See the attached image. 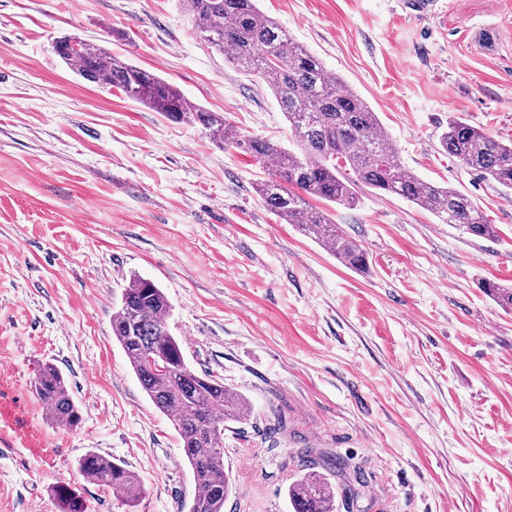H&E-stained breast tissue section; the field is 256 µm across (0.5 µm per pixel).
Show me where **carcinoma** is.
Here are the masks:
<instances>
[{"instance_id":"carcinoma-1","label":"carcinoma","mask_w":512,"mask_h":512,"mask_svg":"<svg viewBox=\"0 0 512 512\" xmlns=\"http://www.w3.org/2000/svg\"><path fill=\"white\" fill-rule=\"evenodd\" d=\"M183 2L197 37L273 93L288 121L292 147L242 135L224 114L193 105L172 84L95 43L64 37L55 42L54 53L83 80L116 88L170 120L198 125L213 142L238 148L271 166L269 178L257 185L263 204L347 267L366 268V252L309 200L351 208L358 202L357 189L365 187L406 199L474 236L495 235L466 194L427 182L402 165L396 145L364 99L331 76L319 57L293 44L257 7V0ZM440 141L444 151L465 167L512 188V142L498 141L457 116L449 118ZM485 288L502 308L512 309V288L493 282ZM169 314L163 289L150 279L135 277L112 313V338L146 395L179 435L195 485L188 512H224V502L232 494L224 469V424L249 421L251 406L224 382L190 365L182 341L169 329ZM150 355L159 364H151ZM34 390L47 420L71 429L79 426L80 411L57 366L45 364L37 371ZM78 472L87 482L120 492L131 507L143 493L137 474L92 450L78 460ZM332 477L366 483L363 470L350 467L338 454L303 458L300 473L287 487L292 512H333ZM53 496L59 512H84L83 502L70 489L57 486Z\"/></svg>"}]
</instances>
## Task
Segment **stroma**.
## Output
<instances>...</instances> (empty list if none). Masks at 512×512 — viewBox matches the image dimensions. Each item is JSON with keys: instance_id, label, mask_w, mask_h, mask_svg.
<instances>
[{"instance_id": "obj_1", "label": "stroma", "mask_w": 512, "mask_h": 512, "mask_svg": "<svg viewBox=\"0 0 512 512\" xmlns=\"http://www.w3.org/2000/svg\"><path fill=\"white\" fill-rule=\"evenodd\" d=\"M258 6L495 237L363 188L331 213L368 257L346 267L262 205L268 166L53 51L94 42L243 135L287 141L273 94L197 38L181 0H0V512H58L59 485L87 512H187L180 439L112 338L136 275L163 288L191 366L252 406L224 429V512H291L300 457L326 453L367 480L337 484L336 512H512V311L485 289L512 287V190L440 145L453 116L512 141V0H440L426 16L398 0ZM45 363L66 376L78 429L47 421L32 387ZM90 450L140 475L135 506L83 480Z\"/></svg>"}]
</instances>
